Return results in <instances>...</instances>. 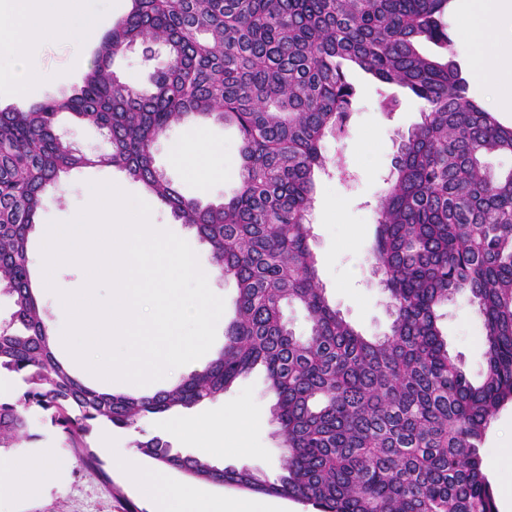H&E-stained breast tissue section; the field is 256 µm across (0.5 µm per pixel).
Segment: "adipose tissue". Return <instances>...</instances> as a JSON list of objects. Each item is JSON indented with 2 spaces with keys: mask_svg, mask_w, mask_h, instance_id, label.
Wrapping results in <instances>:
<instances>
[{
  "mask_svg": "<svg viewBox=\"0 0 512 512\" xmlns=\"http://www.w3.org/2000/svg\"><path fill=\"white\" fill-rule=\"evenodd\" d=\"M465 2L462 37L478 46L468 58L471 83L478 87L494 80L511 83L512 41L502 37L501 28L512 17V0ZM102 23L90 0H0V49L7 53L0 61V88L13 99H23L46 79L26 62L30 45L46 40L85 45L100 32ZM486 42L492 44V51L480 52V44ZM222 155V146L198 131L173 158L190 177L202 180L220 174ZM173 428L183 443L207 458L232 455L243 446L241 423L227 422L220 414L179 418ZM117 464L139 495L154 504L155 512H252L244 501L211 495L189 484L171 486L165 473L146 468L136 454H124ZM59 465L51 448L36 457H0V499L29 496L38 485L55 479Z\"/></svg>",
  "mask_w": 512,
  "mask_h": 512,
  "instance_id": "adipose-tissue-1",
  "label": "adipose tissue"
}]
</instances>
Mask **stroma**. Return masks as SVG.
<instances>
[{"instance_id": "35a3bbf8", "label": "stroma", "mask_w": 512, "mask_h": 512, "mask_svg": "<svg viewBox=\"0 0 512 512\" xmlns=\"http://www.w3.org/2000/svg\"><path fill=\"white\" fill-rule=\"evenodd\" d=\"M155 44L137 43L115 57L112 69L137 88L149 85L152 71L147 55H162ZM93 52L77 54L72 44L47 41L28 51L30 64L49 75L48 82L34 93V100L48 96L62 97L79 86L88 71ZM358 87L359 97L352 112L347 133L342 139L326 137L325 156L329 165L343 163L351 172L349 181L336 175H323L317 181L313 209L309 220L312 248L317 258L318 274L330 304L364 336L375 338L388 333L391 317L386 293L372 273L370 250L374 243L373 207L385 181L394 170L401 135L407 134L420 120L419 104L403 89L380 84L360 70L349 73ZM399 98L392 114L380 106L384 94ZM204 129L208 138L223 145V172L200 182L187 177L172 158L170 145L184 141L196 129ZM155 166L185 196L202 203H220L230 197L238 181V136L233 128L209 120L196 125L175 123L153 148ZM115 180L123 183L127 193L136 195L151 208L155 223L186 240L202 266L210 264V249L194 228L178 220L170 208L147 193L125 171L115 167H87L61 174L45 193L39 223L65 222L83 207L82 188L90 182ZM440 326L448 342V353L469 379L479 381L485 370L483 326L476 304L458 295L441 307ZM273 396L267 387L265 372L257 368L239 377L223 397L210 402L209 411L223 412L225 418L243 415L250 445L249 452L225 457L224 465L261 472L276 478L282 471L285 450L279 426L271 412ZM171 413L149 415L131 426L113 428L112 450L100 449L99 433H92L89 444L98 450L103 463L96 470L82 465L67 449L61 437L32 418L31 430L36 437L19 440L15 451L38 455L41 449H55L66 462L57 478L34 494L0 502V512H153L151 503L138 496L116 468L114 456L136 447L138 442L154 437L168 442L171 448L182 444L170 428ZM482 468L490 473L492 490L512 487V403L505 405L489 425L482 448Z\"/></svg>"}]
</instances>
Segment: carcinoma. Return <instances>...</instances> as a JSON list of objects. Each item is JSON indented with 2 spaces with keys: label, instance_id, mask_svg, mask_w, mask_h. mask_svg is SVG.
<instances>
[{
  "label": "carcinoma",
  "instance_id": "cac0c4a2",
  "mask_svg": "<svg viewBox=\"0 0 512 512\" xmlns=\"http://www.w3.org/2000/svg\"><path fill=\"white\" fill-rule=\"evenodd\" d=\"M101 40L74 94L26 111L0 110V292L14 311L0 325V371L21 394L0 400V448L28 433L30 415L56 429L80 463L101 469L88 438L149 414L224 395L260 365L287 450L283 472L221 467L159 438L137 444L192 479L286 498L316 512H495L481 449L490 421L512 402V126L469 95L448 36L451 0H131ZM429 41L444 53L429 58ZM137 42L160 45L151 88L111 70ZM354 65L408 90L421 121L401 137L376 205L373 273L392 322L367 338L328 302L311 247L322 143L347 128ZM61 113L104 130L111 151L74 148ZM212 119L239 133L238 187L202 204L174 189L153 147L171 124ZM115 166L192 226L213 270L237 285L224 348L169 390L102 392L56 356L28 263L29 234L59 174ZM466 294L483 318L486 369L472 382L448 354L439 308ZM297 304V336L282 307Z\"/></svg>",
  "mask_w": 512,
  "mask_h": 512
}]
</instances>
